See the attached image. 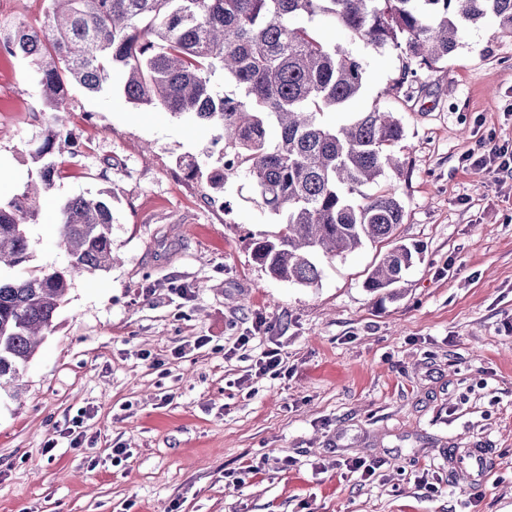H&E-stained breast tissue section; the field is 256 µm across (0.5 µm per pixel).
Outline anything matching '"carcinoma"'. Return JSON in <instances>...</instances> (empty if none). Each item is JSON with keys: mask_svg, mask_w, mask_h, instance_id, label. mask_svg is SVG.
Wrapping results in <instances>:
<instances>
[{"mask_svg": "<svg viewBox=\"0 0 512 512\" xmlns=\"http://www.w3.org/2000/svg\"><path fill=\"white\" fill-rule=\"evenodd\" d=\"M44 24L0 31V52L30 63L41 97L57 115L31 150L40 163L23 192L0 199V390L16 379L52 331L75 275L112 268V208L98 196L60 209L67 265L37 274L26 226L37 220L35 195L49 188L54 158L78 152L59 115L68 86L97 92L124 76L127 103L181 117L191 130H222L224 155L210 169L179 165L215 193L246 173L278 230L249 238L252 261L271 277L310 286L325 260L367 242L387 251L367 275L371 292L400 283L419 248L397 238L404 206L396 193L363 188L387 170L402 172L396 148L405 127L394 112H360L343 124L323 119L360 93L363 60L327 42L320 27L339 25L351 42L394 49L401 61L388 93L410 99L422 73L448 61L461 32L488 15L512 34V0H47ZM221 72L236 92L216 89Z\"/></svg>", "mask_w": 512, "mask_h": 512, "instance_id": "obj_1", "label": "carcinoma"}]
</instances>
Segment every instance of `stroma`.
<instances>
[{"label": "stroma", "instance_id": "obj_1", "mask_svg": "<svg viewBox=\"0 0 512 512\" xmlns=\"http://www.w3.org/2000/svg\"><path fill=\"white\" fill-rule=\"evenodd\" d=\"M352 46L365 84L324 118L378 107L404 124V173L380 184L421 252L393 295L363 286L380 243L312 286L271 278L246 247L277 229L249 177L216 195L177 164L219 155L216 131L128 105L118 75L70 88L85 150L41 193L26 268L66 264L60 207L101 191L119 261L72 282L0 391V512H512V176L467 160L512 148V34L491 16L467 28L410 100L387 92L395 51ZM49 121L28 61L0 55V197L36 171ZM271 348L281 369L259 373ZM468 448L493 452L477 485Z\"/></svg>", "mask_w": 512, "mask_h": 512}]
</instances>
